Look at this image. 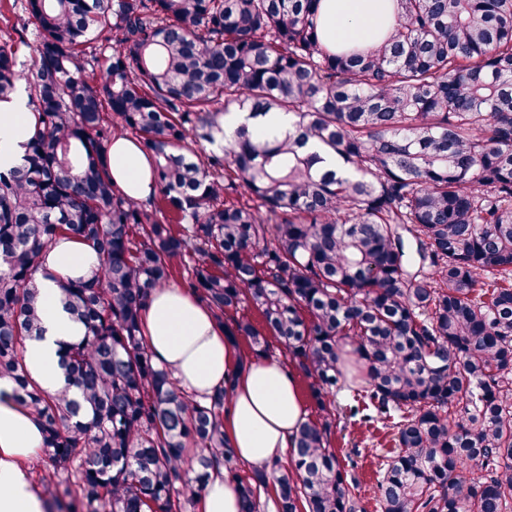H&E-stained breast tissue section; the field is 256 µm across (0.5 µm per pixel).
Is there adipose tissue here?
<instances>
[{
  "label": "adipose tissue",
  "mask_w": 512,
  "mask_h": 512,
  "mask_svg": "<svg viewBox=\"0 0 512 512\" xmlns=\"http://www.w3.org/2000/svg\"><path fill=\"white\" fill-rule=\"evenodd\" d=\"M394 8V0H320L322 39L333 49L367 45L376 31L392 25ZM34 124L25 91L0 104L1 170L21 164ZM108 168L114 183L130 198L145 202L154 194L152 162L136 140H115ZM98 267L96 252L71 237L58 239L45 256L40 277L43 333L27 341L25 362L31 379L46 391L61 384V342L82 334L63 309L60 284L88 278ZM142 323L155 362L196 400L228 387L224 432L240 460L261 468L288 455L305 411L296 376L281 360L245 356L210 308L182 287L155 289ZM42 443L40 423L14 400L11 381L0 379V512H43V501L22 467ZM198 510L242 512L236 483L223 465L210 469Z\"/></svg>",
  "instance_id": "ef3b65f1"
}]
</instances>
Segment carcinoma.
<instances>
[{"label":"carcinoma","mask_w":512,"mask_h":512,"mask_svg":"<svg viewBox=\"0 0 512 512\" xmlns=\"http://www.w3.org/2000/svg\"><path fill=\"white\" fill-rule=\"evenodd\" d=\"M319 2L26 0L31 67L0 42V102L24 83L37 114L0 171V378L43 426L47 512H196L216 462L246 512L263 493L278 512H359L330 448L347 346L364 406L399 413L381 512H512V0H396L380 41L343 52L320 39ZM232 106L291 128L243 124L205 151ZM118 135L154 160L145 204L108 172ZM64 236L100 265L61 284L83 334L49 393L24 349ZM176 272L233 341L260 357L274 340L316 382L322 418L298 426L289 465L244 472L228 388L197 401L154 362L142 314Z\"/></svg>","instance_id":"carcinoma-1"}]
</instances>
